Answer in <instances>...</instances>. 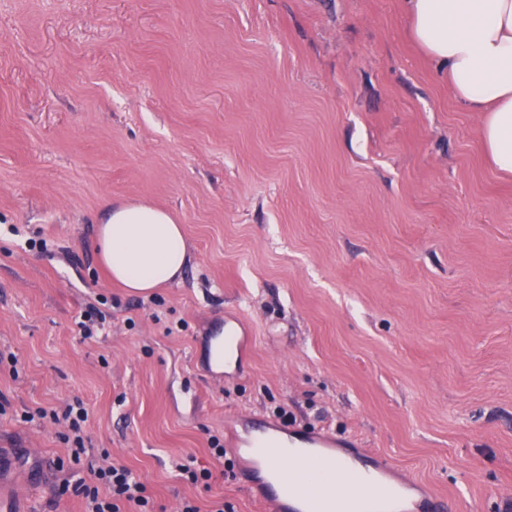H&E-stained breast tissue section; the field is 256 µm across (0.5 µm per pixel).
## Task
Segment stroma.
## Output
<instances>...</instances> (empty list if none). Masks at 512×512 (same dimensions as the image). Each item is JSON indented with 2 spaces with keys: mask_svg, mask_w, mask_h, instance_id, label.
<instances>
[{
  "mask_svg": "<svg viewBox=\"0 0 512 512\" xmlns=\"http://www.w3.org/2000/svg\"><path fill=\"white\" fill-rule=\"evenodd\" d=\"M482 119L402 0H0V500L84 512L63 483L121 464L154 512H265L228 445L285 410L448 512H512V176ZM122 200L190 247L148 296L94 249ZM77 401L76 459L51 414ZM228 336H239L238 332L231 330ZM228 336H221L212 343L211 361L215 368H224V354L230 353L232 356L241 357L244 353V342L234 343Z\"/></svg>",
  "mask_w": 512,
  "mask_h": 512,
  "instance_id": "35a3bbf8",
  "label": "stroma"
}]
</instances>
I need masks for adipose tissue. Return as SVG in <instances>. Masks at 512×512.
I'll list each match as a JSON object with an SVG mask.
<instances>
[{
  "instance_id": "adipose-tissue-1",
  "label": "adipose tissue",
  "mask_w": 512,
  "mask_h": 512,
  "mask_svg": "<svg viewBox=\"0 0 512 512\" xmlns=\"http://www.w3.org/2000/svg\"><path fill=\"white\" fill-rule=\"evenodd\" d=\"M404 12L455 98L483 113L490 163L512 174V0H404ZM98 244L112 279L134 294L178 280L189 260L182 225L146 203H109Z\"/></svg>"
}]
</instances>
